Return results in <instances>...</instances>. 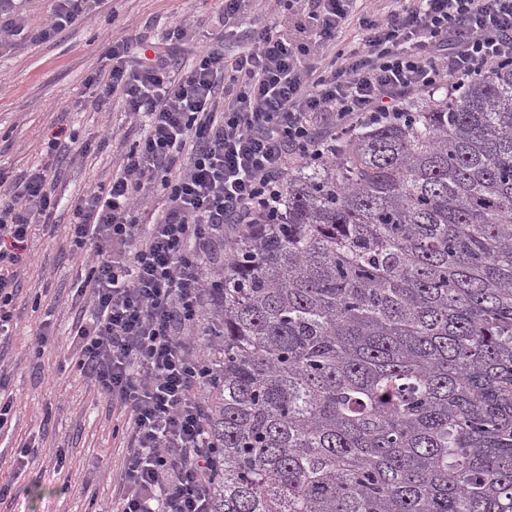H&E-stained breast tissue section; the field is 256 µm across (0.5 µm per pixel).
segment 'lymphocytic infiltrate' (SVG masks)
<instances>
[{
    "label": "lymphocytic infiltrate",
    "mask_w": 512,
    "mask_h": 512,
    "mask_svg": "<svg viewBox=\"0 0 512 512\" xmlns=\"http://www.w3.org/2000/svg\"><path fill=\"white\" fill-rule=\"evenodd\" d=\"M96 0H54L50 40ZM354 0H267L273 27L200 44L189 22L157 41L120 39L95 76L97 110L120 102L137 136L108 182L73 203L81 272L75 368L125 413L115 512H208L212 472L202 354L194 347L225 236L274 209L293 164L331 161L342 134L391 117L408 95L456 90L512 66V0H411L355 14ZM352 45L337 34L349 21ZM57 140L43 167L0 171V344L31 265L29 244L60 201Z\"/></svg>",
    "instance_id": "obj_1"
}]
</instances>
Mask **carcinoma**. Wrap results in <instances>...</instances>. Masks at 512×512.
I'll return each instance as SVG.
<instances>
[{
	"label": "carcinoma",
	"mask_w": 512,
	"mask_h": 512,
	"mask_svg": "<svg viewBox=\"0 0 512 512\" xmlns=\"http://www.w3.org/2000/svg\"><path fill=\"white\" fill-rule=\"evenodd\" d=\"M201 333L209 512H512V68L288 175Z\"/></svg>",
	"instance_id": "obj_1"
}]
</instances>
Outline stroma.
Wrapping results in <instances>:
<instances>
[{
	"instance_id": "35a3bbf8",
	"label": "stroma",
	"mask_w": 512,
	"mask_h": 512,
	"mask_svg": "<svg viewBox=\"0 0 512 512\" xmlns=\"http://www.w3.org/2000/svg\"><path fill=\"white\" fill-rule=\"evenodd\" d=\"M16 5L29 15L31 33L0 47V166L16 174L42 167L46 143L61 131L82 141L109 127L122 139L123 112L96 111L86 85L112 41L134 37L144 25L150 36H163L186 15L196 21V38L207 41L221 29L224 10L222 0H100L89 19L43 41L37 33L52 0H16ZM113 162L108 145L84 163H63L56 185L63 204L51 227L37 230L31 240L36 261L16 300L14 334L0 349L8 390L18 401L15 422L0 431V483L14 484L12 498L0 501V512H93L94 505L118 497L125 449L114 427L124 419L121 408L109 406L74 367L64 366V349H46L39 358L31 351L39 320L49 319L65 337L78 316L71 303L78 277L65 241L70 205L88 185L108 176ZM36 296L38 312L31 309ZM30 440L38 455L15 476V450Z\"/></svg>"
}]
</instances>
